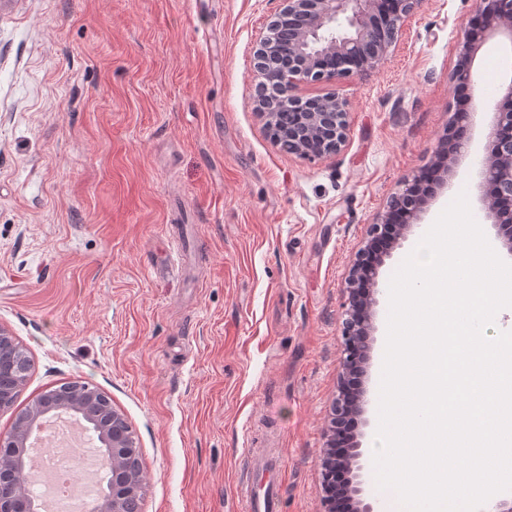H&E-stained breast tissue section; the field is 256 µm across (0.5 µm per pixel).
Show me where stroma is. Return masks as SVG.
Returning a JSON list of instances; mask_svg holds the SVG:
<instances>
[{"instance_id":"1","label":"stroma","mask_w":512,"mask_h":512,"mask_svg":"<svg viewBox=\"0 0 512 512\" xmlns=\"http://www.w3.org/2000/svg\"><path fill=\"white\" fill-rule=\"evenodd\" d=\"M278 0H0V327L30 361L17 400L78 380L141 453V512H237L252 448H279V512H319L343 372L345 280L369 224L436 160L475 0H421L376 69L304 97L347 101L348 139L306 159L271 141L253 53ZM447 189L380 270L357 434L371 465L394 270L448 202L480 210V161L512 47ZM183 258L167 264L171 240Z\"/></svg>"}]
</instances>
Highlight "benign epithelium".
Listing matches in <instances>:
<instances>
[{"label": "benign epithelium", "mask_w": 512, "mask_h": 512, "mask_svg": "<svg viewBox=\"0 0 512 512\" xmlns=\"http://www.w3.org/2000/svg\"><path fill=\"white\" fill-rule=\"evenodd\" d=\"M275 19L301 22L302 33L282 42L271 23L260 38L254 53V67L260 81L256 99L271 100L263 113L272 141L279 145L277 130L281 113L296 115L299 133L288 134L293 142L289 152L307 157H322L341 151L348 137L347 101L335 93L303 98L294 91L304 82L336 83L380 65L398 40L405 21L417 9L418 0H280ZM504 38L512 44V0H479L476 19L465 26L464 41L457 51L452 80L460 87H472L475 52L488 41ZM497 122L487 136L484 148L480 201L486 220L500 226L512 224V80L495 106ZM473 113H457L448 132V145L439 152L437 171L449 175L468 150L467 136ZM444 179L430 182L421 191L422 175L406 184L402 193L391 198L380 221L369 226L368 240L356 255L346 280L349 308L344 322L343 382L332 409L330 431L345 420L363 412L364 392L352 394L348 383L363 372L372 333V310L377 304L379 268L390 251H376L392 218L398 217L393 239H404L420 220L428 201L436 196ZM7 359L15 371L16 383L25 381L28 360L23 351L0 327V360ZM62 398L69 410L83 416L100 447L112 460V482L103 496L99 512H123L122 505L134 491L127 471L128 449L135 447L115 421L123 416L113 409L109 398L87 385L66 390ZM55 411L51 399L34 400L27 425L10 436H0V512H27L17 491V475L26 470L25 460L15 449L25 447L27 438L39 422ZM360 442L349 435L338 447L327 442L322 459L323 512H339L337 501L349 504V512H375L363 496Z\"/></svg>", "instance_id": "benign-epithelium-1"}]
</instances>
